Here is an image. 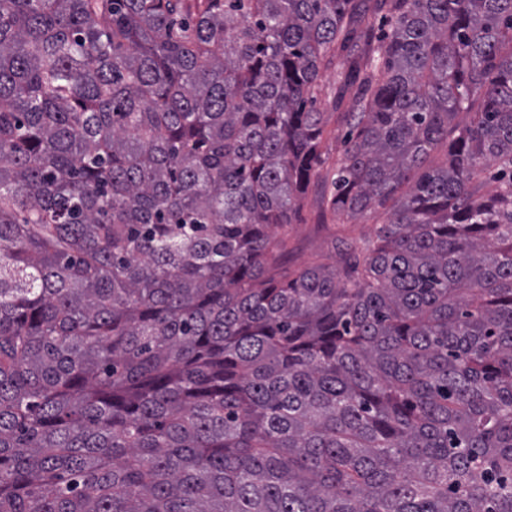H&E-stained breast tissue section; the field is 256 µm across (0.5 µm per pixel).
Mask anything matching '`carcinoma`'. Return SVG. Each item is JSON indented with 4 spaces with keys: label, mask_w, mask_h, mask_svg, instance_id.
Instances as JSON below:
<instances>
[{
    "label": "carcinoma",
    "mask_w": 512,
    "mask_h": 512,
    "mask_svg": "<svg viewBox=\"0 0 512 512\" xmlns=\"http://www.w3.org/2000/svg\"><path fill=\"white\" fill-rule=\"evenodd\" d=\"M0 512H512V0H0ZM336 60L333 65L322 67L320 70L319 101L320 111L326 133L324 135L321 152L328 158L327 163L319 167L314 174L307 195L303 200V208L299 221L290 224L288 229V254L283 265V273H297L306 268L318 264L335 266L338 261L337 250L334 249V238H364L374 236L375 230L380 224L386 222V218L392 212L394 201L401 194L409 191L414 184L419 172L411 175L409 182L403 184L394 199H389L383 206H375L357 222L349 224H336L330 215L324 218L323 201L328 193L330 178L328 177V165L336 160V155L342 149L343 137L347 127L343 118L344 112H349L352 107L354 89H348L336 110L333 101L336 94Z\"/></svg>",
    "instance_id": "obj_1"
}]
</instances>
